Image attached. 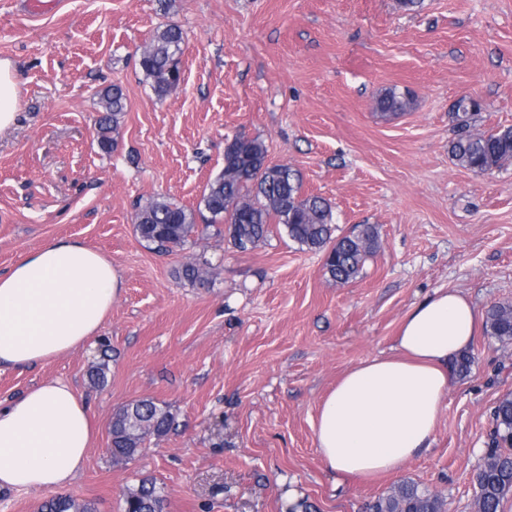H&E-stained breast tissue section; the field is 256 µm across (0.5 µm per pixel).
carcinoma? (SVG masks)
<instances>
[{"mask_svg": "<svg viewBox=\"0 0 512 512\" xmlns=\"http://www.w3.org/2000/svg\"><path fill=\"white\" fill-rule=\"evenodd\" d=\"M185 42L183 30L167 24L153 32L138 63L152 80L157 95L163 97L176 89L169 76L180 72L179 63ZM411 102L408 94L389 89L376 100V109L396 114ZM102 112L98 121V145L112 148L110 133L117 127L127 109L126 98L118 86L100 92ZM451 153L463 168L476 173L500 168L512 161V127H501L487 135L474 137L462 125L453 141ZM267 149L255 138L234 140L224 153V171L207 184L198 212L224 217L227 233L234 245L244 248L263 242L272 224L284 227L288 237L301 248L326 252L325 269L338 283L355 280L366 259L379 246L378 229L361 224L359 229L336 240L333 237V213L330 204L318 195L301 192L299 174L287 165L266 164ZM135 231L139 237L159 250L182 245L195 224V211L164 198L154 199L138 207ZM208 261L199 259L185 264L179 276L190 283L201 282ZM491 336L500 341L512 340V305L497 304L487 312ZM108 362L101 359L92 365L88 375L91 384L107 381ZM491 451L485 456L476 475L477 502L481 512H499L503 497L512 490V452L503 450L512 444V393L500 398L492 412ZM175 417L164 405L152 399L135 400L118 410L110 423V452L116 462H127L140 451L144 441L168 434ZM164 499L162 492L148 478L123 498L124 512H157ZM369 512H443V503L428 490L413 482L403 481L390 493L368 505ZM41 512H92L69 496H56L44 502Z\"/></svg>", "mask_w": 512, "mask_h": 512, "instance_id": "cac0c4a2", "label": "carcinoma"}]
</instances>
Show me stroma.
I'll list each match as a JSON object with an SVG mask.
<instances>
[{"label": "stroma", "instance_id": "stroma-1", "mask_svg": "<svg viewBox=\"0 0 512 512\" xmlns=\"http://www.w3.org/2000/svg\"><path fill=\"white\" fill-rule=\"evenodd\" d=\"M170 23L186 33L182 82L161 97L136 49ZM0 58L20 88L19 117L0 132V273L70 239L123 280L86 346L0 372V401L48 378L87 398L97 433L67 496L123 512L127 489L149 478L166 512H290L304 500L365 512L409 480L444 512H471L493 407L512 392V341L478 336L430 448L394 475L337 482L312 423L340 375L389 354L406 312L436 289L482 312L512 304V165L477 174L450 151L460 125L512 126V0H58L38 17L0 0ZM110 85L127 110L105 152L98 101ZM390 88L412 92L407 111H376ZM462 99L474 109L457 111ZM237 135L330 203L336 236L377 225L355 280H330L324 253L278 227L247 249L201 214L170 250L138 236L136 205L196 208ZM197 258L207 281L180 279ZM105 346L108 382L96 387L87 371ZM139 399L166 404L176 425L113 464L110 420Z\"/></svg>", "mask_w": 512, "mask_h": 512}]
</instances>
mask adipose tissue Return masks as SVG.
<instances>
[{"instance_id": "obj_1", "label": "adipose tissue", "mask_w": 512, "mask_h": 512, "mask_svg": "<svg viewBox=\"0 0 512 512\" xmlns=\"http://www.w3.org/2000/svg\"><path fill=\"white\" fill-rule=\"evenodd\" d=\"M123 287L111 259L76 240L48 242L0 274V370L55 360L84 346ZM482 314L438 289L403 317L393 354L347 369L320 403L315 441L325 467L364 482L395 473L430 447ZM96 424L83 395L48 379L0 403V490L63 492L82 471Z\"/></svg>"}]
</instances>
